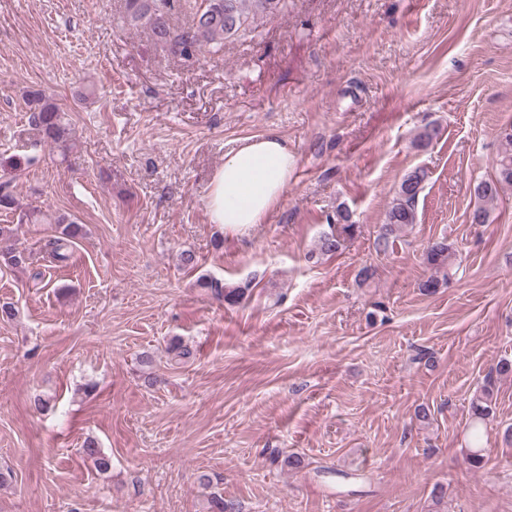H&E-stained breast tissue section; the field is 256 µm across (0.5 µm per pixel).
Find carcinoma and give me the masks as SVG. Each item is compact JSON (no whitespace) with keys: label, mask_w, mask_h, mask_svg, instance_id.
Here are the masks:
<instances>
[{"label":"carcinoma","mask_w":512,"mask_h":512,"mask_svg":"<svg viewBox=\"0 0 512 512\" xmlns=\"http://www.w3.org/2000/svg\"><path fill=\"white\" fill-rule=\"evenodd\" d=\"M288 0H210L205 12L198 13L195 0H127L126 21L136 26L144 21L150 25L156 42L169 46L175 53L185 59L196 58L208 47L218 52L224 46V40L245 34L259 15L279 12L287 7ZM188 11L192 15V26L179 30L171 26L170 17L177 11ZM31 125L43 143L59 147L66 146L67 127L63 121L64 111L51 99L40 93L29 98ZM503 149L500 153L494 178L482 180L473 187L475 205L470 213V223L485 224L489 219L488 203L495 200L503 186L512 187V125L500 131ZM428 173L418 167L407 172L399 182L395 196L386 212L385 223L380 225L375 246L379 250L391 247L397 233L416 223V204L424 188ZM0 210L11 213L20 211L21 223L39 224L45 215L34 208L20 210L15 184L12 181L0 183ZM54 223L64 225L62 235L48 241V253L57 262L69 258L68 250L72 238L79 232V225L64 216L54 218ZM353 225L343 224L339 232L326 233L320 237L317 250L322 255H333L341 247V236L351 233ZM454 252L448 239L439 238L428 244L424 253V263L434 269L435 274L428 277L421 288L428 294L437 292L447 282L448 271L453 264ZM203 287L224 299L235 303L242 297L240 287H231L220 280L210 279L203 282ZM492 380L471 403V420L469 424L470 446L467 459L474 467L480 468L485 462L483 437L486 421L491 407ZM81 452L93 461L95 467L105 472L111 467V459L101 450L98 441L87 437L82 443Z\"/></svg>","instance_id":"obj_1"}]
</instances>
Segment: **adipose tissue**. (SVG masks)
Returning <instances> with one entry per match:
<instances>
[{
	"mask_svg": "<svg viewBox=\"0 0 512 512\" xmlns=\"http://www.w3.org/2000/svg\"><path fill=\"white\" fill-rule=\"evenodd\" d=\"M296 157L276 135L243 138L226 151L206 195L209 221L233 229L260 224L280 203Z\"/></svg>",
	"mask_w": 512,
	"mask_h": 512,
	"instance_id": "obj_1",
	"label": "adipose tissue"
}]
</instances>
